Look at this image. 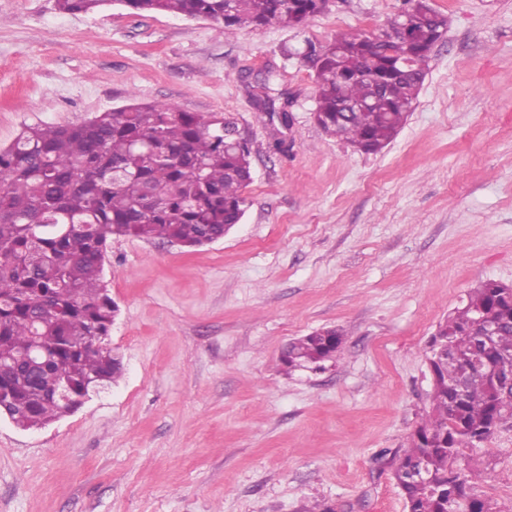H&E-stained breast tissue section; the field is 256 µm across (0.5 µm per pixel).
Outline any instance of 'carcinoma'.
<instances>
[{"instance_id":"carcinoma-1","label":"carcinoma","mask_w":512,"mask_h":512,"mask_svg":"<svg viewBox=\"0 0 512 512\" xmlns=\"http://www.w3.org/2000/svg\"><path fill=\"white\" fill-rule=\"evenodd\" d=\"M111 0H57L73 14ZM129 13H171L226 28L308 25L329 0H117ZM438 13L416 20L406 37L382 42L360 30L308 41L314 71L313 117L326 133L363 153H378L414 111L429 70ZM231 116L204 118L165 102L115 108L76 124H35L0 148V400L27 426L66 416L100 386L122 378L109 342L118 305L103 280L112 237L133 236L200 247L219 240L245 214L252 183L251 145L235 139ZM494 324L477 349V319ZM49 360L32 365L34 337ZM448 342V361L433 364L430 410L404 452L391 459L407 512L494 509L479 492L486 475L457 466L461 451L491 441L512 421V287L487 281L437 325L429 352ZM343 336L320 328L288 343L281 363L318 364L341 354ZM482 354L493 373L463 389L458 376ZM69 387L70 401L57 389Z\"/></svg>"}]
</instances>
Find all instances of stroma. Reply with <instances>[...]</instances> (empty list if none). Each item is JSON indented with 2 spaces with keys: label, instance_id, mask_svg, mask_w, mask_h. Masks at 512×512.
<instances>
[{
  "label": "stroma",
  "instance_id": "obj_1",
  "mask_svg": "<svg viewBox=\"0 0 512 512\" xmlns=\"http://www.w3.org/2000/svg\"><path fill=\"white\" fill-rule=\"evenodd\" d=\"M433 5L448 28L416 108L363 154L316 125L312 71L284 51L378 32L401 0H333L302 30L0 0V148L160 101L232 114L254 169L219 241L113 239L124 376L40 430L0 416V512H406L388 462L428 406V341L480 283L512 286V0ZM264 92L290 128L258 120ZM321 327L340 358L285 371L286 345ZM491 446L458 464L507 504L512 424Z\"/></svg>",
  "mask_w": 512,
  "mask_h": 512
}]
</instances>
